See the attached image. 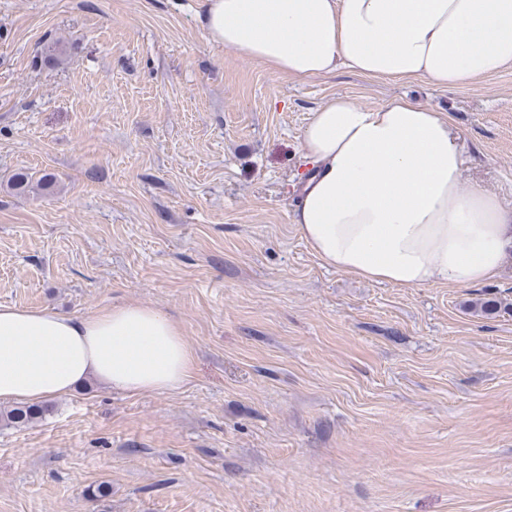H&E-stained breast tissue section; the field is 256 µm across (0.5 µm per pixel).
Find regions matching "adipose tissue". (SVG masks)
I'll return each mask as SVG.
<instances>
[{
    "label": "adipose tissue",
    "instance_id": "ef3b65f1",
    "mask_svg": "<svg viewBox=\"0 0 512 512\" xmlns=\"http://www.w3.org/2000/svg\"><path fill=\"white\" fill-rule=\"evenodd\" d=\"M211 42L276 75L424 78L452 89L512 67V0H205ZM309 162L292 222L327 268L402 288L494 281L512 211L463 191L464 156L441 112L337 95L302 132ZM180 325L117 304L73 316L0 304V403L37 405L98 381L173 392L193 376Z\"/></svg>",
    "mask_w": 512,
    "mask_h": 512
}]
</instances>
